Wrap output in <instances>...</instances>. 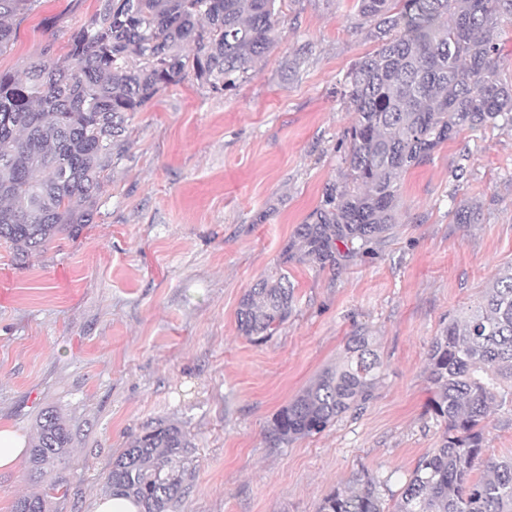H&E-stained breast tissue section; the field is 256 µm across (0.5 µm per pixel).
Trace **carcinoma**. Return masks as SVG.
<instances>
[{
    "instance_id": "1",
    "label": "carcinoma",
    "mask_w": 512,
    "mask_h": 512,
    "mask_svg": "<svg viewBox=\"0 0 512 512\" xmlns=\"http://www.w3.org/2000/svg\"><path fill=\"white\" fill-rule=\"evenodd\" d=\"M40 0H0V54L18 16ZM358 25L377 48L345 76L353 112L344 139L343 179L298 225L280 272L243 295L238 330L265 339L288 319V265L324 269L373 255L396 223L402 173L429 160L462 132L512 129V83L494 55L512 0H354ZM281 0H105L69 40L72 63L29 61L23 75L0 72V240L26 263L56 239L93 221L101 174L126 151L127 120L191 68L214 92L233 90L284 36ZM194 46L193 56L186 49ZM431 407L444 432L388 506L378 477L336 488L318 512H512V458L473 477L490 410L512 412V265L470 305L448 317L427 355ZM383 363L372 337H348L336 365L274 417L270 438L286 444L323 431L373 397ZM34 477L67 453L71 433L56 410L36 423ZM191 441L176 424L134 437L113 461L107 485L140 512H169L185 491ZM51 495L16 500L13 512H48Z\"/></svg>"
}]
</instances>
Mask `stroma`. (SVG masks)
Listing matches in <instances>:
<instances>
[{
  "label": "stroma",
  "instance_id": "1",
  "mask_svg": "<svg viewBox=\"0 0 512 512\" xmlns=\"http://www.w3.org/2000/svg\"><path fill=\"white\" fill-rule=\"evenodd\" d=\"M104 0H42L18 21L0 71L68 64L71 32ZM353 0H282L285 37L247 82L221 94L194 75L130 119L97 213L27 263L0 241V424L36 438L45 408L71 432L39 478L0 470V512L63 484L51 512H91L113 459L146 427L184 428L193 474L171 512H317L362 473L399 494L444 428L429 408L427 353L448 318L512 264V130L463 132L400 178L392 234L336 269L291 264L295 307L255 341L238 331L245 291L275 274L297 224L342 179L352 113L347 71L376 44ZM479 221L455 223L454 200ZM373 336L383 377L357 415L271 445L274 416ZM512 456V412L488 419L484 462Z\"/></svg>",
  "mask_w": 512,
  "mask_h": 512
}]
</instances>
